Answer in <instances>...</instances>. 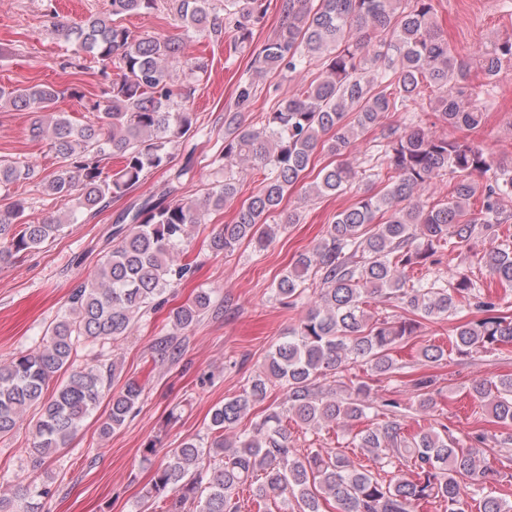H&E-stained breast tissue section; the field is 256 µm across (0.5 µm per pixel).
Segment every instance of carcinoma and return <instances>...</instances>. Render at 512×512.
<instances>
[{
	"label": "carcinoma",
	"mask_w": 512,
	"mask_h": 512,
	"mask_svg": "<svg viewBox=\"0 0 512 512\" xmlns=\"http://www.w3.org/2000/svg\"><path fill=\"white\" fill-rule=\"evenodd\" d=\"M165 3L180 33L164 38L136 34L113 17L149 13ZM268 0H224V14L210 0H109V9L73 27L57 22L55 6L46 16L64 31L75 48L65 65L83 68L89 55L122 77L108 83L101 99L89 104L96 121L77 126L55 111L66 96L83 98L75 88L35 85L0 88V106L32 112L34 138H45L59 170L42 182L43 191L75 203L79 211L97 213L125 196L148 174L172 163L171 145L193 127L189 93L175 77L182 68L200 65L185 53L186 39L207 35L215 40L232 34L230 50L253 41L264 22ZM485 75L495 78L512 59V38L480 53ZM319 69L298 91L275 104L259 128L244 124L241 112L255 97L256 79L270 72L294 77ZM253 77L237 85L235 111L224 114V181L203 201L186 200L169 190L171 199L145 201L117 219L118 242L96 276L75 286L68 311L48 328L35 349L0 363V437L14 432L35 407L29 455L38 463L64 447L84 421L109 397L99 424L103 439L121 429L133 415L143 388L135 381L112 391L116 365H77L78 348L104 345L127 335L132 326L166 302V293L191 272L175 253L208 208L220 210L237 198L242 174L263 172L262 186L210 239L216 253L233 251L248 240L262 249L275 237L267 223L284 196L303 182L318 153L335 161L322 167L305 192L317 197L353 191L356 201L336 215L315 246L297 256L278 280L273 294L292 306L307 290L310 306L266 359L262 375L243 392L216 406L210 415L215 433L208 447L188 440L171 448L156 471L145 501L169 500L166 512H240L238 491L254 487L257 512H324L334 501L336 512H420L437 504L443 512H466L478 499V512H512V502L490 488L494 471L482 463L487 433L459 439L433 426L405 432L400 404L381 401L386 420L358 430L356 448L371 456L372 468L355 466L339 449L310 448L300 454L289 446L284 425L293 419L311 429L366 417L372 384L363 380L344 397L318 390L316 381L342 375L349 366H368L373 376L391 374L394 353L423 321L470 310L448 336V347L428 344L421 356L438 363L455 353L512 344V317L499 310L491 284L512 288V243L489 242L479 263L489 276L484 285L468 268L457 267L441 285L406 272L424 266L453 239L469 246L479 231L496 235L508 222L502 202L512 198V165L494 166L491 156L466 136L436 134L420 125L390 127L378 156H368L369 170L386 163L384 187L374 192L356 185L358 171L344 159L348 148L391 112H407L425 90L430 107L447 127L472 131L484 112L466 98L463 85L470 67L438 25L435 0H280L275 34L253 52ZM118 160L114 169L104 161ZM488 175L478 185L474 174ZM454 179L449 196L429 202L434 180ZM35 177L34 167L0 159V190ZM479 197V209L470 200ZM25 203L17 200L0 213V260L34 249L61 229V223L28 224ZM386 295L406 315L390 320L365 310L367 299ZM211 305V293L199 291L173 313L175 328L186 330ZM66 379L51 395L52 377ZM281 385L285 404L268 409L252 432L238 426L251 407L265 399L267 386ZM432 379L412 380L417 407L433 404ZM469 394L486 406L493 422L509 431L512 441V375L472 383ZM51 489L18 484L0 492V512H44Z\"/></svg>",
	"instance_id": "cac0c4a2"
}]
</instances>
